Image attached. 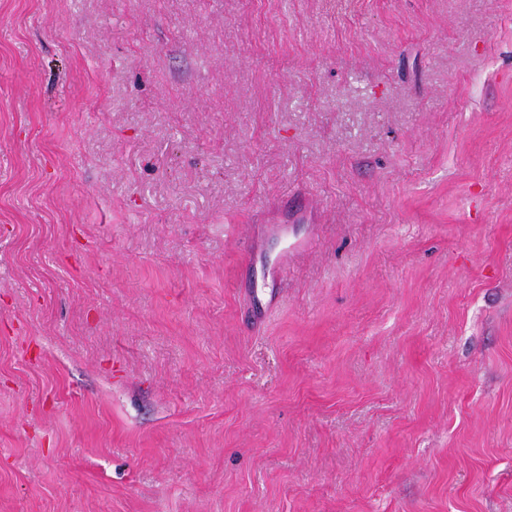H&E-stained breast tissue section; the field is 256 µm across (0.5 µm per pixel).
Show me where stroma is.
Returning <instances> with one entry per match:
<instances>
[{"mask_svg": "<svg viewBox=\"0 0 512 512\" xmlns=\"http://www.w3.org/2000/svg\"><path fill=\"white\" fill-rule=\"evenodd\" d=\"M0 512H512V0H0Z\"/></svg>", "mask_w": 512, "mask_h": 512, "instance_id": "1", "label": "stroma"}]
</instances>
